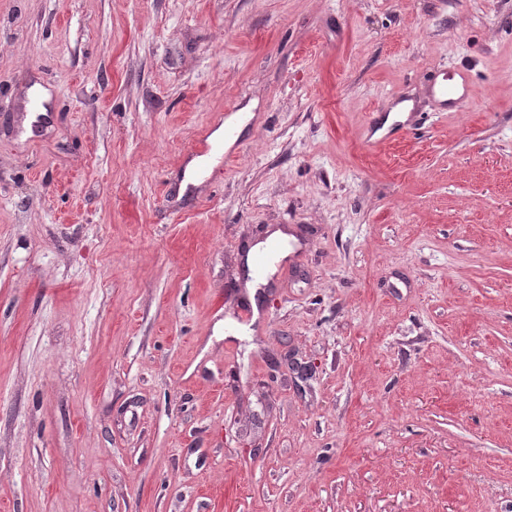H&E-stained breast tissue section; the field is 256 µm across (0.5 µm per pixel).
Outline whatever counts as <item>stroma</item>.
<instances>
[{"label":"stroma","mask_w":512,"mask_h":512,"mask_svg":"<svg viewBox=\"0 0 512 512\" xmlns=\"http://www.w3.org/2000/svg\"><path fill=\"white\" fill-rule=\"evenodd\" d=\"M0 512H512V0H0ZM283 255L281 248L266 247L260 249V246L253 249L247 258V264L249 269L252 271L253 276L257 279V282L262 280L263 271L267 272L273 268L274 262ZM266 258L265 265L260 269V260Z\"/></svg>","instance_id":"1"}]
</instances>
